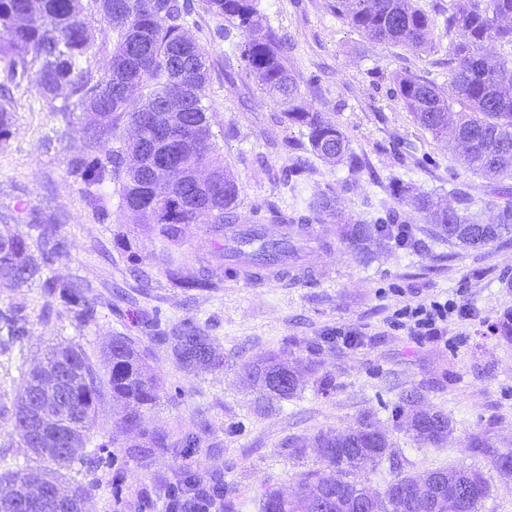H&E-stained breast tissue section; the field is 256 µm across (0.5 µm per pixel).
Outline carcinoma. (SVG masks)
<instances>
[{"label": "carcinoma", "instance_id": "1", "mask_svg": "<svg viewBox=\"0 0 512 512\" xmlns=\"http://www.w3.org/2000/svg\"><path fill=\"white\" fill-rule=\"evenodd\" d=\"M201 9L224 18V33L236 29L243 37L240 63L255 88L283 107L288 123L304 132L311 151L326 163L360 164L350 140L338 124L307 102L295 70L289 65L287 46L278 32L261 22L258 0H202ZM336 17L347 21L367 39L431 51L436 47L435 20L416 0H335ZM195 14L192 0H0V67L14 87L0 84V144L13 133L17 101L13 89L27 82L55 112L71 119L80 110L84 150L70 159L67 174L82 184L86 204L105 221L104 192L112 190L118 208L130 224H142L151 235L149 253L174 285L189 291L212 293L218 283L212 275L196 271L178 259L199 213L208 212L211 230L238 221L239 193L234 176L217 163L220 147L211 129L212 108L206 93L210 80V53L190 36ZM438 14L448 36V87L412 73L393 74L396 92L414 121L434 139L451 137L460 158L474 173L486 178L512 177V59L494 55L488 47L512 44V0H448ZM108 29L111 50L107 61L121 67L99 74L89 58L99 52L95 23ZM68 96L54 105L61 89ZM397 204L411 215L434 225L448 242L463 248L485 246L512 233V205L492 200L485 209L495 212L494 222L475 228L470 212L473 200L456 196V204L438 194L414 191L400 179L390 181ZM309 215L290 216L271 206L268 224L338 223L339 238L360 261L369 262L373 239L390 235L380 226L341 223L340 196L322 192L308 203ZM27 231L0 233V287L29 288L39 283L48 319L54 302H62L72 320L86 326L97 319L99 296L89 297L91 285L80 278L44 275L46 267L67 248L63 225L54 215L30 213ZM24 306L10 304L0 310V336L7 346L25 335ZM160 339L170 344L175 363L184 371L220 370L225 359L204 329L187 318ZM70 360V407L58 422L64 435L60 448H83L102 395L122 409L121 424L138 426L161 388V377L148 365V354L135 341L118 334L103 350L106 376H101L94 355L67 342L52 347L44 367ZM312 363L292 362L280 353H268L240 364L237 374L247 387L268 400H290L302 388L303 372ZM406 431L421 444L442 441L451 431L448 416L431 410H411ZM144 442L131 445L130 453L143 459L168 447L167 436L142 431ZM325 448L322 467L301 475L290 501L278 490L260 498V512H307L320 502L322 512H362L361 493L372 491L362 477L366 467H376L389 454V436L378 430L371 416L341 433L320 431L311 443L291 442L293 455L308 447ZM474 452L493 455V467L512 475V452L492 453L475 436ZM58 469L79 465L94 470L102 463L97 454L38 455ZM397 470L383 491H372L378 512L387 509L405 486L426 485L443 497L445 512H477L489 493L482 472L446 467L424 473Z\"/></svg>", "mask_w": 512, "mask_h": 512}]
</instances>
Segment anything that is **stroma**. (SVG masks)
<instances>
[{"mask_svg":"<svg viewBox=\"0 0 512 512\" xmlns=\"http://www.w3.org/2000/svg\"><path fill=\"white\" fill-rule=\"evenodd\" d=\"M331 2L260 0V11L263 24L276 28L290 44L288 59L307 100L349 137L361 159L355 170L317 159L281 107L241 78L233 54L241 36L235 31L220 37L223 18L203 13L191 28L213 61L207 90L211 128L221 147L219 159L239 185V217L261 223L271 206L300 213L313 195L331 189L339 192L349 221L372 224L397 207L389 192L395 177L420 192H463L476 202L512 203V178L487 180L474 174L453 144L434 140L416 124L395 91L396 71L447 85L448 68L439 54L373 43L336 18ZM37 100L32 89L19 97L13 135L0 145V213L34 208L56 214L67 249L50 274L77 276L94 293L122 290L130 298L99 307L96 322L81 328L61 305L43 318L38 287L0 288V308L24 304L26 317L17 354L0 355V408L16 405L24 393V373L57 342L73 341L97 354L112 336L124 334L150 350L149 363L164 380L141 426L166 431L172 441L150 462L131 457L112 398L102 397L94 437L112 435L116 442L102 450L97 469L77 466L61 479L66 487L77 482L91 486L87 512H166L162 486L179 468L203 488L223 477L224 493L239 500V512H258L264 491L294 490L300 473L320 466L314 451L300 458L289 455L288 442L320 431L344 432L364 414L390 436L393 462L402 472L451 465L480 470L490 493L479 512H512V479L503 478L470 447L472 435L479 434L492 450L512 451V340L501 332L512 325V233L463 249L413 215V240L407 247L387 243L364 266L333 237L331 269L309 281L270 280L258 288L246 278L225 280L222 237L209 225L196 224L181 256L220 282L216 292L194 294L172 287L150 260L149 238L127 223L117 197L104 199L107 221L93 215L79 183L67 175L82 135ZM438 296L469 301L496 324V332L453 324L449 334H462L463 340L447 348L440 342L416 343L392 327L397 307ZM187 317L215 338L226 357L224 369L185 372L175 364L169 345L156 341L157 332ZM339 326L357 331L361 345L328 342ZM269 351L312 360L315 369L298 397L266 412L263 397L244 387L236 370ZM325 377L333 380L327 390L321 386ZM413 406L447 415V439L436 446L415 442L404 429ZM195 431L201 434L196 447L178 446V439ZM18 467L39 474L46 465L0 419V472Z\"/></svg>","mask_w":512,"mask_h":512,"instance_id":"obj_1","label":"stroma"}]
</instances>
